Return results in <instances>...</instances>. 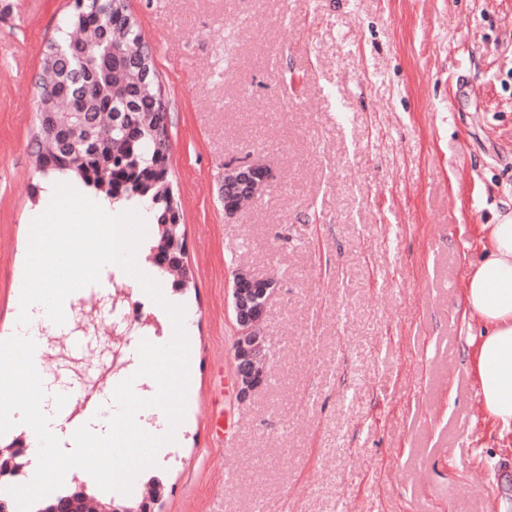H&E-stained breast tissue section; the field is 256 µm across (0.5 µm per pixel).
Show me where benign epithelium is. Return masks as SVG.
<instances>
[{
  "instance_id": "1",
  "label": "benign epithelium",
  "mask_w": 512,
  "mask_h": 512,
  "mask_svg": "<svg viewBox=\"0 0 512 512\" xmlns=\"http://www.w3.org/2000/svg\"><path fill=\"white\" fill-rule=\"evenodd\" d=\"M44 127L58 130L62 127L86 128L91 125L88 117L79 112L59 113L46 109L39 114ZM225 176L248 189L251 197L263 193L270 183L271 170L255 161L248 165L229 167ZM243 273L236 274L232 288L231 311L236 328L233 344V368L237 383L238 396L242 400L249 398L259 387L262 371L258 369V350L260 338L255 336V326L262 322L270 294L274 286L267 288H244L241 286ZM51 512H153V500L146 499L135 507L105 505L91 500L82 492H77L51 508Z\"/></svg>"
}]
</instances>
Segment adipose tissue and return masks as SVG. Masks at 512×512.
I'll return each mask as SVG.
<instances>
[{
	"label": "adipose tissue",
	"instance_id": "adipose-tissue-1",
	"mask_svg": "<svg viewBox=\"0 0 512 512\" xmlns=\"http://www.w3.org/2000/svg\"><path fill=\"white\" fill-rule=\"evenodd\" d=\"M484 231L489 248L470 269L462 299L465 314L480 325L468 356L486 418L512 432V211Z\"/></svg>",
	"mask_w": 512,
	"mask_h": 512
}]
</instances>
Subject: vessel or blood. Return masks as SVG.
<instances>
[{
	"mask_svg": "<svg viewBox=\"0 0 512 512\" xmlns=\"http://www.w3.org/2000/svg\"><path fill=\"white\" fill-rule=\"evenodd\" d=\"M111 272V266H104L99 283L85 286L69 295L63 305L64 312L79 311L90 320L98 308L111 304ZM12 331L35 342L34 361L38 364L57 346L65 351L69 359H77L95 339L92 332L85 330L78 333L69 325L54 324L43 311L27 324L14 325ZM124 378V372L106 364L82 378L59 380L51 388V414L56 426L73 431L97 417L107 415L114 390Z\"/></svg>",
	"mask_w": 512,
	"mask_h": 512,
	"instance_id": "vessel-or-blood-1",
	"label": "vessel or blood"
}]
</instances>
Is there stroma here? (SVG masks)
Listing matches in <instances>:
<instances>
[{"instance_id":"35a3bbf8","label":"stroma","mask_w":512,"mask_h":512,"mask_svg":"<svg viewBox=\"0 0 512 512\" xmlns=\"http://www.w3.org/2000/svg\"><path fill=\"white\" fill-rule=\"evenodd\" d=\"M72 0H0V336L33 187L37 76ZM169 100V167L197 338L178 447L142 471L159 512H512V435L477 399L461 304L484 225L512 209V0H129ZM263 160L232 216L225 166ZM277 281L268 381L238 400L232 272ZM156 344L166 311L130 278ZM76 365L137 371L112 334Z\"/></svg>"}]
</instances>
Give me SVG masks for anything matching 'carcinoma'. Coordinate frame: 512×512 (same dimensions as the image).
Here are the masks:
<instances>
[{
  "mask_svg": "<svg viewBox=\"0 0 512 512\" xmlns=\"http://www.w3.org/2000/svg\"><path fill=\"white\" fill-rule=\"evenodd\" d=\"M100 2V17L91 5ZM91 43L96 53L82 57L72 43ZM154 68L141 26L129 0H74L65 21L49 40L38 79V106L50 102L60 112L98 118L90 131L51 133L38 128L33 154L45 173H72L116 206L144 207L158 227L155 254L161 270L162 244L180 235V212L168 167L169 137L152 114L168 108L159 79L139 81L134 60Z\"/></svg>",
  "mask_w": 512,
  "mask_h": 512,
  "instance_id": "obj_1",
  "label": "carcinoma"
}]
</instances>
